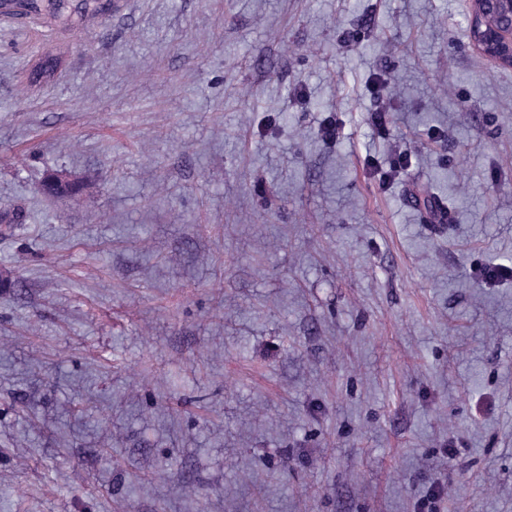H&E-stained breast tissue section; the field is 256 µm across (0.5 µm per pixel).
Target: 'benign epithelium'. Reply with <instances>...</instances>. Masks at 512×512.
<instances>
[{"label":"benign epithelium","mask_w":512,"mask_h":512,"mask_svg":"<svg viewBox=\"0 0 512 512\" xmlns=\"http://www.w3.org/2000/svg\"><path fill=\"white\" fill-rule=\"evenodd\" d=\"M473 48L489 60L512 66V0H468Z\"/></svg>","instance_id":"7a95c632"}]
</instances>
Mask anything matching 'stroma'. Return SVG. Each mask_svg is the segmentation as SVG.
Wrapping results in <instances>:
<instances>
[{"label": "stroma", "instance_id": "stroma-1", "mask_svg": "<svg viewBox=\"0 0 512 512\" xmlns=\"http://www.w3.org/2000/svg\"><path fill=\"white\" fill-rule=\"evenodd\" d=\"M466 12L0 15V512H512V68ZM53 178L50 174L44 177L41 184V190L48 196H78L84 194L87 189V185L79 181L67 182L64 185L57 186L50 180Z\"/></svg>", "mask_w": 512, "mask_h": 512}]
</instances>
